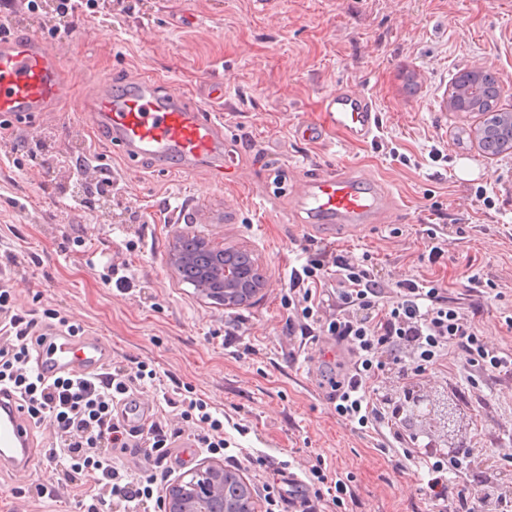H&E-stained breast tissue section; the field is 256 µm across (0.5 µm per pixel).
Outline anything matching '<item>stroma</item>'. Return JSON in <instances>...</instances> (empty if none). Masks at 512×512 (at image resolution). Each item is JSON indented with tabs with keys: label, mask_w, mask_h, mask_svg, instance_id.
<instances>
[{
	"label": "stroma",
	"mask_w": 512,
	"mask_h": 512,
	"mask_svg": "<svg viewBox=\"0 0 512 512\" xmlns=\"http://www.w3.org/2000/svg\"><path fill=\"white\" fill-rule=\"evenodd\" d=\"M131 9L77 21L57 51L78 93L57 111L0 126V256L15 253L11 286L20 307L66 315L112 349L113 363H152L169 395L189 387L224 416V436L243 461L255 498L268 461L290 473L324 460L353 478V512H433L419 491L425 470L380 451L381 436L336 414L325 365L328 337L288 332L284 289L305 246L369 255L382 277L436 280L474 314L491 347L512 353V152L483 154L467 137L473 117L449 111L454 74L491 69L512 110V0H130ZM152 79L202 100L224 86V138L233 179L183 173L153 160L123 159L89 122L81 96L102 79ZM347 85L367 93L380 130L364 143L330 133L326 143L293 135L319 115L324 95ZM113 179L111 217L81 207L74 169L83 160ZM346 170L377 180L397 201L385 223L345 238L293 223L289 191L303 173ZM448 238L445 264L427 261V225ZM251 252L268 285L251 304L227 309L183 283L169 263L180 227ZM129 267L126 291L103 278L105 261ZM478 273L482 287L470 289ZM460 359L416 375L388 365L381 401L405 405L408 390L447 395L460 407L457 433L471 464L478 512L512 498V373L470 382ZM0 512H79L73 487L53 464L0 469Z\"/></svg>",
	"instance_id": "stroma-1"
}]
</instances>
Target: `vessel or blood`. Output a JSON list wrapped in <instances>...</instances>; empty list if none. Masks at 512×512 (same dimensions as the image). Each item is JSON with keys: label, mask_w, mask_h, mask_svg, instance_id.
<instances>
[{"label": "vessel or blood", "mask_w": 512, "mask_h": 512, "mask_svg": "<svg viewBox=\"0 0 512 512\" xmlns=\"http://www.w3.org/2000/svg\"><path fill=\"white\" fill-rule=\"evenodd\" d=\"M71 95L58 54L34 34L11 30L0 33V117H27L55 110ZM96 130L108 134L127 159L142 156L190 171L203 166L215 181L224 179V126L215 112L224 103L222 84L212 85L206 103L158 89L151 80L116 89L103 80L85 96ZM379 113L370 96L355 88L328 93L317 119L298 122L296 133L306 142L322 141L327 131L342 133L360 143L375 136ZM298 210L309 224H322L336 236L357 225L381 223L394 208L390 190L376 181L330 171L301 175L291 186ZM112 351L96 336H73L59 328L36 346L31 365L42 377L94 376L106 370ZM119 416L129 426L151 418L149 404L135 399L121 406ZM38 448L33 423L15 395L0 398V463L28 466Z\"/></svg>", "instance_id": "1"}]
</instances>
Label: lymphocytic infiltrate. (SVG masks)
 I'll return each instance as SVG.
<instances>
[{"instance_id":"1","label":"lymphocytic infiltrate","mask_w":512,"mask_h":512,"mask_svg":"<svg viewBox=\"0 0 512 512\" xmlns=\"http://www.w3.org/2000/svg\"><path fill=\"white\" fill-rule=\"evenodd\" d=\"M287 304L294 315L291 332L307 337L330 336L349 356L337 362L329 378L330 397L339 417L360 430L388 434L387 450H401L407 465L426 469L427 495L438 512H475L467 484L452 482L462 461L430 449L404 447L397 410L378 404L375 382L387 365L398 363L402 349L412 351L410 368L422 373L448 356L463 359L470 376L512 371V353L488 347L466 308L448 300L431 281H390L375 272L368 257L333 253L331 262L314 258L288 275ZM332 292L336 310L322 317L325 292ZM0 334L11 337L0 349V389L17 393L34 421L50 420L57 441L47 455L61 481L81 488L80 512H150L159 501L154 469L170 459L175 432L156 422L132 428L114 415L115 403L137 385L160 387L149 364L136 369L113 365L94 377H65L47 382L35 375L31 356L39 340L37 324L27 319L7 282L0 281ZM180 406V416L196 427L198 446L226 467L239 468L230 454L224 422L207 403L191 395L166 398ZM142 457L149 474L131 469L128 459ZM351 476L313 465L297 490L283 496L278 482L266 485L264 512H324L325 505L345 508L352 498Z\"/></svg>"}]
</instances>
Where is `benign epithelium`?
<instances>
[{
  "instance_id": "7a95c632",
  "label": "benign epithelium",
  "mask_w": 512,
  "mask_h": 512,
  "mask_svg": "<svg viewBox=\"0 0 512 512\" xmlns=\"http://www.w3.org/2000/svg\"><path fill=\"white\" fill-rule=\"evenodd\" d=\"M197 252L210 257L199 266L202 283L200 294L226 309L246 304L260 295L267 278L258 262L241 264L223 261L224 254L205 238L196 242ZM409 412L413 420L446 431L447 454L455 455L462 448L454 438L456 407L424 390L409 395ZM161 512H260L249 483L239 474L224 470V463L208 460L195 470L171 483L161 500Z\"/></svg>"
}]
</instances>
